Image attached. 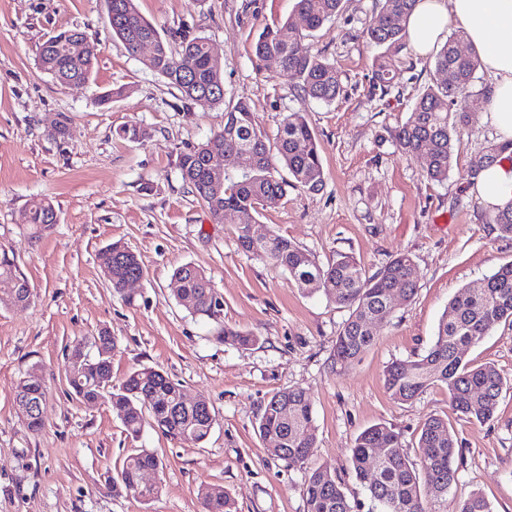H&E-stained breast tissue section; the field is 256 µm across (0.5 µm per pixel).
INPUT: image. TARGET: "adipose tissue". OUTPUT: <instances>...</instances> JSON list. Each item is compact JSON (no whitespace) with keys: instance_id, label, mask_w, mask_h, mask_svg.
<instances>
[{"instance_id":"1","label":"adipose tissue","mask_w":512,"mask_h":512,"mask_svg":"<svg viewBox=\"0 0 512 512\" xmlns=\"http://www.w3.org/2000/svg\"><path fill=\"white\" fill-rule=\"evenodd\" d=\"M454 24L489 77L485 119L499 143L512 142V0H417L406 22L408 42L416 54L427 56ZM470 192L489 211L512 203V162L482 169Z\"/></svg>"}]
</instances>
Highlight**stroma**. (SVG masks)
<instances>
[{"label":"stroma","instance_id":"obj_1","mask_svg":"<svg viewBox=\"0 0 512 512\" xmlns=\"http://www.w3.org/2000/svg\"><path fill=\"white\" fill-rule=\"evenodd\" d=\"M160 32L210 40L224 76V102L184 103L180 92L131 55L105 25L106 0H0V245L12 249L32 298L0 309V512H200V492L219 486L236 512H307L310 471L335 472L355 512H370L362 485L347 473L357 435L383 422L416 453L433 415L457 431L462 456L448 498L482 491L492 512H512V323H501L467 353L504 377L493 420L459 419L444 388L400 403L383 371L416 358L433 342L448 303L461 287L479 285L512 261V238L499 236L468 192L482 156L496 143L483 110L470 112L446 181L424 176L423 159L401 154L392 139L425 86L436 80L432 57L406 49L403 75L388 90L373 88L374 51L362 36L379 0H344L342 12L315 32L313 52L335 63L343 91L332 104L297 91L274 62L256 63L252 43L267 26L299 22L296 0H138ZM85 31L98 48L92 82L63 86L38 64V47L60 29ZM124 88L110 106L104 91ZM248 103L260 128L275 136L284 116L303 115L321 147L324 182L291 188L258 217L259 232H277L328 261L353 253L368 273L409 254L419 286L411 302H395L375 328L373 347L353 363L333 359L347 308L295 284L288 273L238 250L234 227L216 223L182 182L180 152L224 125V112ZM65 137L52 136L59 114ZM149 131L142 142L121 139L127 124ZM52 200L58 222L39 239L24 227L29 202ZM121 241L145 275L119 294L99 254ZM202 269L224 299L213 321L178 300L175 268ZM235 328L257 336L240 348L217 338ZM116 341L112 380L147 365L178 381L188 398L210 405L213 426L200 444L182 443L145 425L127 437L108 399L85 404L68 384L67 355L98 332ZM39 370L49 382L40 433L18 416L16 387ZM298 387L312 400L316 446L288 464L257 432L264 402ZM163 460L148 482L161 492L149 503L112 492L111 477L133 448Z\"/></svg>","mask_w":512,"mask_h":512}]
</instances>
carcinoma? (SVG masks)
I'll use <instances>...</instances> for the list:
<instances>
[{
	"label": "carcinoma",
	"mask_w": 512,
	"mask_h": 512,
	"mask_svg": "<svg viewBox=\"0 0 512 512\" xmlns=\"http://www.w3.org/2000/svg\"><path fill=\"white\" fill-rule=\"evenodd\" d=\"M415 0H381L378 16L363 31L365 41L380 50L373 60V87L382 90L395 84L401 75L400 55L407 45L406 20ZM343 0H297L303 20L298 28L289 21L265 27L254 44L257 62L271 57L279 61L285 78L298 84L307 97L326 104L341 94L336 66L312 52L306 40L330 22L342 9ZM106 24L130 52L144 40L155 43V54L143 64L164 77L191 105L213 106L224 102V79L218 63L210 55L211 44L203 36L167 40L138 9L137 0H107ZM39 65L64 85L88 83L98 61L97 48L87 34L77 28L50 34L39 48ZM477 58L456 50L455 38L435 54L434 68L447 77L427 86L417 98L413 112L398 127L393 139L407 157H423L425 177L431 182L448 179L453 167L455 143L459 140L468 113L487 104V96L469 91ZM120 136L141 142L149 136L137 124L121 128ZM247 155L248 165L224 181L208 178L211 160L220 155ZM177 170L183 183L208 208L214 221L236 225L238 249L288 272L300 288L320 292L349 310L334 345V359L351 363L375 343L371 324L390 314L388 300L395 294L404 302L418 293L412 258L399 253L377 272L367 274L350 253L338 252L322 263L288 238L270 234L255 243L246 225L257 223L260 211L277 205L294 185L310 192L323 185L320 147L314 131L299 114L283 118L274 138H269L255 121L250 105L240 102L224 112V129L204 143L178 155ZM287 170L290 179L281 175ZM53 203L37 199L30 203L27 229L37 239L51 231L57 221ZM487 223L502 236L512 237V202L487 213ZM110 262L103 267L112 289L124 292L127 280L141 278L144 268L136 253L117 241L108 245ZM181 283L179 301L190 313L215 319L220 315L219 292L205 272L192 264L174 270ZM30 285L19 272L14 258L0 251V306L11 307L30 301ZM450 312L438 323L432 345L411 360H395L384 369V385L397 402L414 400L426 389L441 386L459 418L487 422L497 410L504 387L502 375L492 366H475L465 360L468 348L477 345L502 322H512V262L499 266L478 287H465L449 301ZM218 339L248 348L257 337L224 328ZM97 354H84L83 372L70 379L78 399L95 403L108 396L112 413L121 421L127 436L136 439L144 427L143 411L154 426L173 439L199 444L212 428L206 417V401L186 407L179 402L181 386L167 374L149 366L129 372L118 385L112 384L111 351L115 340L101 331L93 337ZM44 377L33 371L17 384V403L46 402ZM262 438L280 439L277 457L287 463L303 462L315 447L316 426L309 395L299 388L273 393L264 402L258 418ZM418 462L410 460L398 432L385 423L363 430L350 448L348 464L355 478L366 488L371 512H491L480 492L454 502L448 509V492L455 483L456 463L462 455L458 437L442 416H431L423 424L417 442ZM162 466L157 453L139 448L128 455L112 477V489L144 504L159 494V487H146L141 474ZM307 512H353L339 478L320 468L310 472L305 488ZM202 512H232L233 502L220 487L201 491Z\"/></svg>",
	"instance_id": "obj_1"
}]
</instances>
